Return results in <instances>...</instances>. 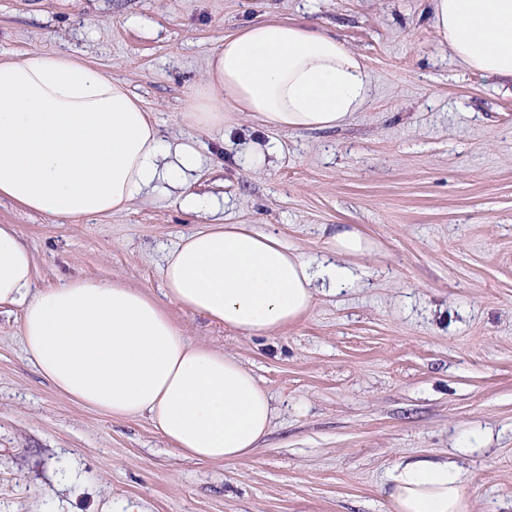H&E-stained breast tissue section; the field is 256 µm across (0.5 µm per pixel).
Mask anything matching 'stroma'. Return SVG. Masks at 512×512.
Segmentation results:
<instances>
[{
    "mask_svg": "<svg viewBox=\"0 0 512 512\" xmlns=\"http://www.w3.org/2000/svg\"><path fill=\"white\" fill-rule=\"evenodd\" d=\"M295 20L336 32L372 80L361 112L326 132L248 117L230 141L181 118L225 34ZM58 49L125 81L167 141L207 162L188 190L224 200L317 263L323 229L376 249L361 280L248 337L166 300L165 253L205 223L174 198L65 224L0 199L38 287L122 280L162 302L185 336L235 356L272 397L260 447L235 462L181 457L147 418L116 420L63 396L27 360L19 310L0 312V512H388L384 472L448 456L471 512H512V85L467 69L428 0H0V56ZM277 140L253 172L236 155Z\"/></svg>",
    "mask_w": 512,
    "mask_h": 512,
    "instance_id": "35a3bbf8",
    "label": "stroma"
}]
</instances>
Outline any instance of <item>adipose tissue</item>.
<instances>
[{"label": "adipose tissue", "instance_id": "adipose-tissue-1", "mask_svg": "<svg viewBox=\"0 0 512 512\" xmlns=\"http://www.w3.org/2000/svg\"><path fill=\"white\" fill-rule=\"evenodd\" d=\"M432 22L468 69L512 81V0H430ZM362 55L298 21H262L225 35L206 81L181 114L230 139L241 115L268 130L322 131L363 110ZM204 164L194 141H164L125 83L53 49L0 57V198L54 219L126 211L185 186ZM325 243L320 270L248 224H207L168 251L165 295L247 336H269L309 314L317 278L355 283L347 258L372 250L354 226ZM21 311L32 366L76 402L118 419L148 418L184 458L234 461L271 428L267 390L232 355L191 342L163 306L123 282L35 284L32 254L0 224V308ZM466 473L445 457L410 456L387 469L391 512H470Z\"/></svg>", "mask_w": 512, "mask_h": 512}]
</instances>
